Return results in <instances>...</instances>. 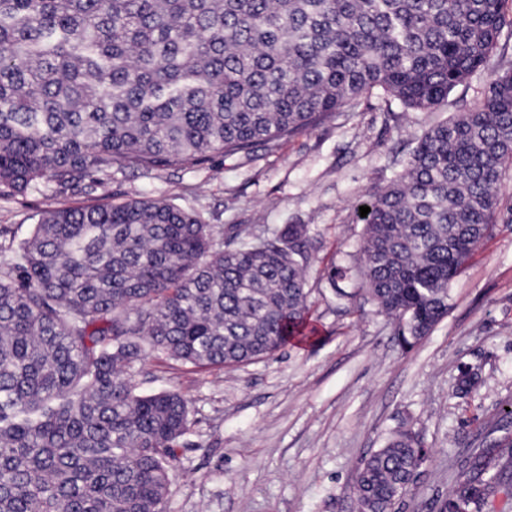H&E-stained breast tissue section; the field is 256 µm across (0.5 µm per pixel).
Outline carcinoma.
<instances>
[{
  "mask_svg": "<svg viewBox=\"0 0 512 512\" xmlns=\"http://www.w3.org/2000/svg\"><path fill=\"white\" fill-rule=\"evenodd\" d=\"M508 0H0V188L63 192L114 166L190 169L292 137L375 92L434 110L486 66ZM512 170V67L368 192L360 275L402 341L448 314ZM0 264V512H166L190 404L137 391L147 353L236 367L303 335L301 224L226 250L165 199L46 209ZM426 452L395 432L359 468L395 512ZM512 442L461 465L443 512L503 495Z\"/></svg>",
  "mask_w": 512,
  "mask_h": 512,
  "instance_id": "carcinoma-1",
  "label": "carcinoma"
}]
</instances>
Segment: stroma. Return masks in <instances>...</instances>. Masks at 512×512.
Returning <instances> with one entry per match:
<instances>
[{
    "label": "stroma",
    "mask_w": 512,
    "mask_h": 512,
    "mask_svg": "<svg viewBox=\"0 0 512 512\" xmlns=\"http://www.w3.org/2000/svg\"><path fill=\"white\" fill-rule=\"evenodd\" d=\"M501 40L488 68L430 112L375 94L245 155L188 170L116 166L91 188L0 195L2 245L29 237L42 210L145 197L223 225L229 246L286 224L308 228L315 243L310 338L231 369L155 353L133 368L140 393L175 389L190 402L167 512H357L358 468L399 429L415 432L429 459L396 512H442L467 449L512 437V172L499 186L497 223L451 284L447 316L412 347L401 344L355 274L364 229L357 203L407 162L415 138L471 109L492 71L512 67V30ZM334 266L352 270L335 286L328 280ZM469 369L479 371L478 385L455 395L456 378Z\"/></svg>",
    "instance_id": "35a3bbf8"
}]
</instances>
